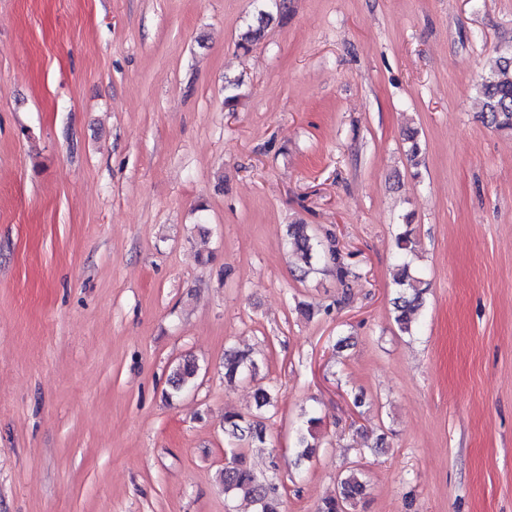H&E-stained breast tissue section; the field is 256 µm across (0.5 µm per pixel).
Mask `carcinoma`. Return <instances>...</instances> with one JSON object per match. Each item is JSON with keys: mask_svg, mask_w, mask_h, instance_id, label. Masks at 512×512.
<instances>
[{"mask_svg": "<svg viewBox=\"0 0 512 512\" xmlns=\"http://www.w3.org/2000/svg\"><path fill=\"white\" fill-rule=\"evenodd\" d=\"M263 26L250 25L240 35L239 48L247 51L262 36ZM478 90L484 98L482 120L488 127L501 132H512V54L495 56L488 60L484 74L478 84ZM288 240L300 266V277H307L314 271L317 261L329 256L336 263V276L343 280L353 274L352 268L341 258L336 237L330 236L324 243L306 224L288 225ZM396 271L393 282L396 288L394 301V321L403 334L411 335L415 330L419 311L424 307L423 281L412 266L415 256V241L410 224L397 235ZM257 363L249 354L230 351L224 354V376L253 377ZM198 374V365L190 358L183 359L172 371V386L181 390L191 387ZM278 392L259 387L255 390L256 410L262 411L275 407ZM320 423L317 417L309 418L296 430V448L299 456L309 459L318 447L315 429ZM224 433L240 447L265 443V430L258 418H247L236 412L224 413ZM224 494L241 497L255 506L254 512H280L281 494L279 487L271 480H262L243 460L242 455L231 452L230 462L220 474ZM367 485L362 475L351 472L339 481V492L326 500L319 512H348L357 506L366 495Z\"/></svg>", "mask_w": 512, "mask_h": 512, "instance_id": "1", "label": "carcinoma"}]
</instances>
